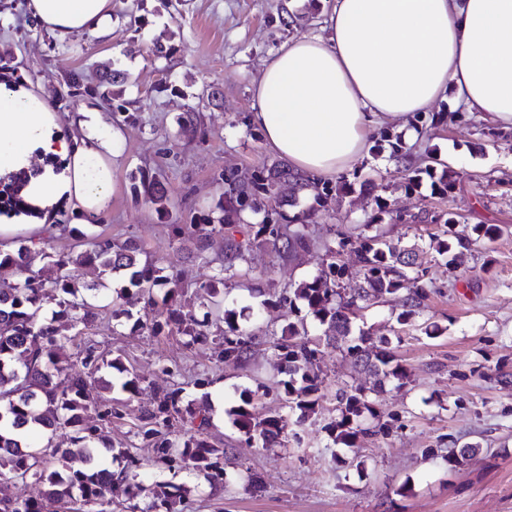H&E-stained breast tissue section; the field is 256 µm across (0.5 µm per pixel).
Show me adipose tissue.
Wrapping results in <instances>:
<instances>
[{
    "label": "adipose tissue",
    "mask_w": 512,
    "mask_h": 512,
    "mask_svg": "<svg viewBox=\"0 0 512 512\" xmlns=\"http://www.w3.org/2000/svg\"><path fill=\"white\" fill-rule=\"evenodd\" d=\"M57 39L109 34L111 0H27ZM324 36L297 37L253 84L252 124L281 158L311 178L357 163L374 135L414 137L411 118L439 102L487 114L512 128V0H334ZM64 133L38 91L0 81V179L29 178L19 214L0 223V242L49 233L61 206L94 217L115 190L118 131L81 106ZM62 169H55V161Z\"/></svg>",
    "instance_id": "ef3b65f1"
}]
</instances>
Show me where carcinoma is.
Wrapping results in <instances>:
<instances>
[{
	"instance_id": "1",
	"label": "carcinoma",
	"mask_w": 512,
	"mask_h": 512,
	"mask_svg": "<svg viewBox=\"0 0 512 512\" xmlns=\"http://www.w3.org/2000/svg\"><path fill=\"white\" fill-rule=\"evenodd\" d=\"M393 139L397 141L393 156L411 173V185H419L426 176L434 194L445 195L455 189L451 170L438 158H432V163L424 167L415 165L400 136L388 129L379 133L377 142ZM282 181L290 185L293 196L313 199L307 209L289 218L295 227L288 232H281L278 224H262L257 231L264 244L285 256L309 246L306 222L329 195L331 187L277 165L269 170L268 176L256 178L250 186L229 178L224 191V222L230 224L245 210L255 208L257 197L271 196ZM440 220L448 227L449 240L433 239L429 248L440 255L448 254V264L453 265L457 258L453 249L466 250L472 240L458 229L461 224L458 214L448 211ZM173 228L177 235L194 240L203 252L217 225L206 218L202 224H175ZM70 236L88 241V248L75 257L65 253H48L46 257L61 270L74 262L84 266L91 275L87 282L73 280L65 273L49 285L34 274L18 280L16 275L24 271L31 248L21 245L11 253H0V477L44 486L39 498H0V512H49L51 509L72 512V505L79 501L86 506H101L97 512H107L102 505L112 503L114 482L130 480L128 470L116 473L107 462V458L116 454L132 457L130 448L115 447L104 434V429L112 424V407L88 394V386L101 366L110 368L113 363L99 359L88 346L82 358L85 372L62 378L58 368L74 337L60 335L56 322L66 320L75 329L94 322L100 303L111 298L112 273L127 271L129 286L140 292L150 294L155 288L165 289L166 307L152 324L156 334L175 328L194 343L206 342L211 336L208 327L213 317L225 325L221 331L222 349L218 352L222 361L243 359L251 340V336L240 330L235 313L224 308V280L233 277L236 265L245 261L240 246L226 244L217 272L204 285L209 311L199 320L175 301L180 290L178 277L155 262L140 261L135 243L90 236L85 228L77 226L70 229ZM353 252L360 267L356 287L341 286L343 268L332 262L328 270L299 285L293 295L304 301L320 324L326 326V343L336 348L346 346L348 355L362 363L376 377L375 387L381 388L391 379L402 381L406 370L400 364H393L390 352L375 346L365 331L353 335L352 316L386 294H400L405 307L400 320H408L426 297L424 269L413 258L415 249L401 248L379 234L358 238ZM46 302L57 307L50 321L39 318V310ZM274 348L287 375L280 381L283 408L296 409L305 419L315 413L321 398L324 378L319 366L320 344L302 335L290 323L274 342ZM367 392L362 386L336 392L339 417L328 426L334 441L352 447L360 437L386 428L380 422L373 427L361 425L364 413H373ZM240 399L241 405L233 410L237 429L249 439L264 444L276 442L287 427V416L275 413L258 417L253 411L252 393L244 391ZM181 401L179 389L159 395L154 406L141 413V435L158 448L160 462L167 464L178 456L188 458L206 479H217L223 475L224 448L208 439L210 417L188 406L182 407ZM59 429L69 430L65 448L53 444V436ZM133 486L137 494L151 499L146 512L161 507L172 512L178 486L170 482L148 486L135 482Z\"/></svg>"
}]
</instances>
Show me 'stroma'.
Instances as JSON below:
<instances>
[{"instance_id":"1","label":"stroma","mask_w":512,"mask_h":512,"mask_svg":"<svg viewBox=\"0 0 512 512\" xmlns=\"http://www.w3.org/2000/svg\"><path fill=\"white\" fill-rule=\"evenodd\" d=\"M25 0H0V73L32 84L57 112L89 104L103 112L121 139L114 147L117 187L93 231L115 241L134 240L142 257L177 273L183 310L203 317L201 285L224 255L222 242L246 246L248 273L224 282V306L251 334L245 359L222 363L212 346L179 332L153 335L154 300L132 292L124 312L100 313L75 340L97 355L119 359L99 371L94 392L117 409L109 428L113 443L134 445L137 478L169 481L181 489L176 512H512V128L494 130L484 114L449 122L448 105L436 104L426 134L408 141L418 160L436 153L454 171L457 187L432 194L429 184L410 189L409 176L389 147L367 154L332 185L347 181L349 193L330 194L308 223L310 246L290 258L253 243L268 214L291 216L309 198L281 190L277 201H260L240 223L223 226L225 178L251 182L280 158L249 116L252 82L269 54L288 39L323 31L325 0H112V35L86 34L59 41L33 18ZM196 131L185 134V113ZM160 181L166 199L133 197L135 181ZM384 199L386 213L376 201ZM454 211L466 226L494 224V241L474 240L456 266L429 247L443 236L438 215ZM208 215L217 226L208 251L176 236L174 225ZM337 234H330V227ZM382 234L402 247L424 248L427 297L407 322H398L400 296L357 311L354 328L384 337L407 372L403 386L387 382L369 399L385 432L352 448L334 443L327 427L336 420V391L372 386L374 378L338 349H322L325 388L315 414L289 413L297 440L265 445L247 440L233 423L242 391L253 393L261 416L280 412L277 383L282 363L272 335L296 324L307 336L324 328L303 304L287 298L313 280L329 261L326 245L339 246L344 286L358 268L349 247L362 235ZM137 377L141 390L120 388ZM181 389L184 402L209 411V437L222 442L224 480L213 485L176 460L166 466L136 435L141 411L156 393ZM476 455L460 466L448 451L464 445ZM260 488H253L250 474Z\"/></svg>"}]
</instances>
